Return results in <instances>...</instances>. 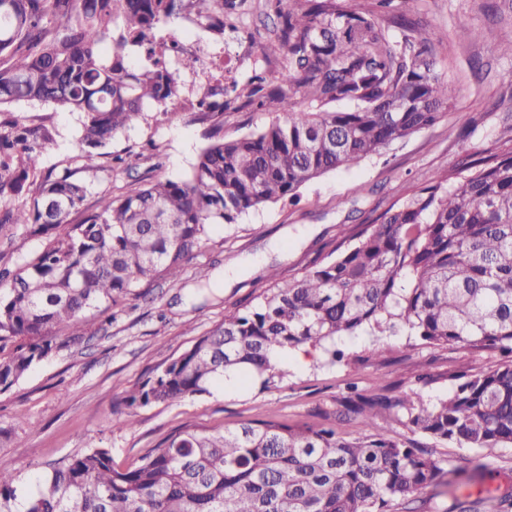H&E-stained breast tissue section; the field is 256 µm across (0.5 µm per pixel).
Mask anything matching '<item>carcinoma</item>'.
Instances as JSON below:
<instances>
[{"mask_svg": "<svg viewBox=\"0 0 512 512\" xmlns=\"http://www.w3.org/2000/svg\"><path fill=\"white\" fill-rule=\"evenodd\" d=\"M267 2L286 59L277 82L256 72L245 94L235 83L204 91L183 114L207 139L190 175L105 197L90 212L88 184L105 170L112 140L146 121V106L167 113L181 96L167 40L154 31L195 18L222 37L235 0H0V227L48 236L34 262L0 272V342H14L7 353L0 346V393L61 348L57 332L80 338L86 311L177 284L212 225L294 200L315 179L441 119L448 81L404 15L392 17L395 36L343 0ZM132 50L137 68L125 62ZM22 101L81 115L77 167L36 179L55 132L8 110ZM252 104L275 119L224 139V111ZM335 252L299 278L267 270L255 309L228 312L125 403H178L230 372L268 389L286 375L275 360L286 350L308 345L336 362L342 338L404 331L506 357L491 371L457 375L433 405L406 401L409 428L469 448L512 446V137L443 167ZM343 407L360 418L351 439L331 425L273 420L222 433L186 428L126 471L105 448L75 455L35 476L25 495L0 467V512H422L419 494L445 484L446 472L413 442L375 429L389 397L358 394ZM491 502L508 512L512 491L455 508L480 512Z\"/></svg>", "mask_w": 512, "mask_h": 512, "instance_id": "obj_1", "label": "carcinoma"}]
</instances>
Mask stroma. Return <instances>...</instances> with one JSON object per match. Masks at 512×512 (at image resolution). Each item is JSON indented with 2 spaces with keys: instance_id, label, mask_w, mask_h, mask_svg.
<instances>
[{
  "instance_id": "stroma-1",
  "label": "stroma",
  "mask_w": 512,
  "mask_h": 512,
  "mask_svg": "<svg viewBox=\"0 0 512 512\" xmlns=\"http://www.w3.org/2000/svg\"><path fill=\"white\" fill-rule=\"evenodd\" d=\"M399 9L416 22L448 81L451 97L444 116L357 167L303 186L296 201L272 203L243 214L236 224L213 226L178 284L118 301L105 317L88 313L81 343L60 349L0 393V466L14 473L21 491L33 490V475L46 473L51 464L98 448L110 450L116 469L135 467L147 449L186 425L215 433L246 420L315 424L335 416L351 392L369 395L384 387L390 396L433 404L451 390L455 374L485 372L501 362L493 350L433 346L404 334L385 337L373 355L372 337L359 336L342 342L346 357L336 363L322 350H311L307 365H289L287 376L270 390L249 383L217 385L171 405L133 407V427L113 423L114 411L150 371L222 324L228 311L259 304L268 267L286 279L300 277L313 264L330 260L342 230L372 223L445 164L485 156L499 138L512 135V56L499 49L512 40V0H403ZM230 21L220 39L184 20L165 26L161 34L207 42L209 51L225 59V83L245 85L256 71L277 77L285 59L267 0H243ZM476 29L482 38L473 37ZM12 110L55 129L43 171L73 165L79 114L37 102H21ZM147 114L146 123L110 147L115 155H137L138 166L101 172L90 186L87 207L150 180L189 175L206 144L202 126L152 108ZM41 249V239L26 227L0 228V268L18 269ZM377 424L399 440L417 442L459 482L453 496L441 487L428 488L426 512H449L454 498L476 495L489 485L512 487V447L463 448L434 441L412 433L407 411L399 406Z\"/></svg>"
}]
</instances>
